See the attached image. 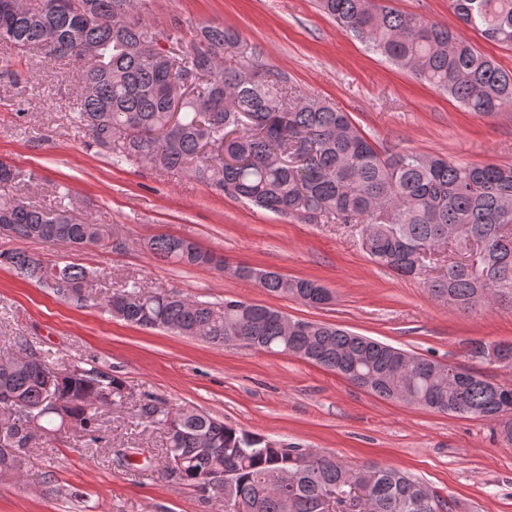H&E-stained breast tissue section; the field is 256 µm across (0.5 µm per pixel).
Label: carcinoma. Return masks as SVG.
Wrapping results in <instances>:
<instances>
[{
  "instance_id": "carcinoma-1",
  "label": "carcinoma",
  "mask_w": 512,
  "mask_h": 512,
  "mask_svg": "<svg viewBox=\"0 0 512 512\" xmlns=\"http://www.w3.org/2000/svg\"><path fill=\"white\" fill-rule=\"evenodd\" d=\"M0 0V70L12 52L43 51L49 61L90 52L81 71L75 120L114 162L149 164L183 172L258 208L307 224L332 220L361 226L370 259L402 277L427 275L415 265L418 250L450 245L461 258L440 266L430 294L463 310L512 302V165L455 164L410 151L380 152L350 116L293 89L280 76H259L250 66L224 67V54L241 48L238 36L204 24L185 41L182 29H158L137 10L139 0H26L10 10ZM342 31L392 64L412 72L472 112L512 107V72L477 52L448 26L404 14L375 0H320ZM464 25L512 47V0H451ZM162 39L168 48L159 46ZM32 178L0 162V185ZM42 208L0 195V232L20 243L0 252L24 277L76 304L91 294L83 267L46 263L28 241L65 243L76 249L112 245L105 225L78 217L64 203ZM160 261L224 267V259L189 238L158 235L147 242ZM260 273L261 287L319 308L325 288L305 278L238 265V278ZM113 317L146 329H163L223 347L230 336L262 352L295 355L343 376L378 396L440 413L494 421L512 442V386L480 377L443 385L444 364L413 356L404 374V350L366 336L303 321L284 333L273 308L224 299V313L207 301L150 292L137 281L106 303ZM129 398L124 382L96 368L74 366L61 376L48 355L0 350V475L20 473L32 442L69 428L99 444L103 409ZM140 418L166 433L168 475L217 491L218 476L232 473L234 512H322L329 491L353 480L369 481L371 512H435L439 498L396 467H351L313 448L283 447L258 433L229 426L197 410H172L145 397ZM294 473L288 482L283 471Z\"/></svg>"
}]
</instances>
